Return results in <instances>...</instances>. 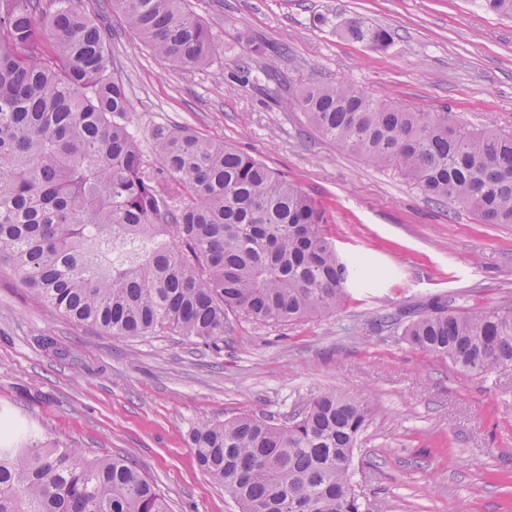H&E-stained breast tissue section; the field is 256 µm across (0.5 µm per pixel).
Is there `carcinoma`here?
<instances>
[{
  "label": "carcinoma",
  "instance_id": "carcinoma-1",
  "mask_svg": "<svg viewBox=\"0 0 512 512\" xmlns=\"http://www.w3.org/2000/svg\"><path fill=\"white\" fill-rule=\"evenodd\" d=\"M186 0H107L142 44L186 71L218 48ZM375 50L391 32L346 25ZM112 33L87 0H0V271L50 313L114 336L159 329L204 344L230 317L288 324L333 312L365 272L326 232L322 205L261 160L187 128L151 132L155 162L112 64ZM327 139L398 170L436 203L512 224V135L468 131L446 112L311 83L293 101ZM386 323L465 370L512 366V309L470 311L443 298ZM368 417L360 394L313 395L283 424L254 416L191 436L201 470L241 512H362L353 449ZM0 512H170L128 458L0 426Z\"/></svg>",
  "mask_w": 512,
  "mask_h": 512
}]
</instances>
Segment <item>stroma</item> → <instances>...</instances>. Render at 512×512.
<instances>
[{
	"instance_id": "1",
	"label": "stroma",
	"mask_w": 512,
	"mask_h": 512,
	"mask_svg": "<svg viewBox=\"0 0 512 512\" xmlns=\"http://www.w3.org/2000/svg\"><path fill=\"white\" fill-rule=\"evenodd\" d=\"M224 50L186 72L111 17L112 56L152 155L159 125L186 127L254 156L327 210L338 252L380 278L336 312L288 324L233 319L219 347L171 334L118 337L50 317L0 274V419L134 460L172 512H239L198 467L190 436L242 414L281 423L310 396H366L353 451L370 512H512V369L461 370L382 329V316L442 296L471 309L512 305V224H483L428 200L397 172L324 138L291 106L305 84L343 82L377 99L448 112L470 129L512 132V18L483 0H189ZM366 18L381 51L351 39ZM268 44L254 56L250 41ZM271 71L282 99L263 94ZM345 30L352 38L367 43L375 50L386 48L393 39L388 29L373 24L363 18H356L349 21Z\"/></svg>"
}]
</instances>
